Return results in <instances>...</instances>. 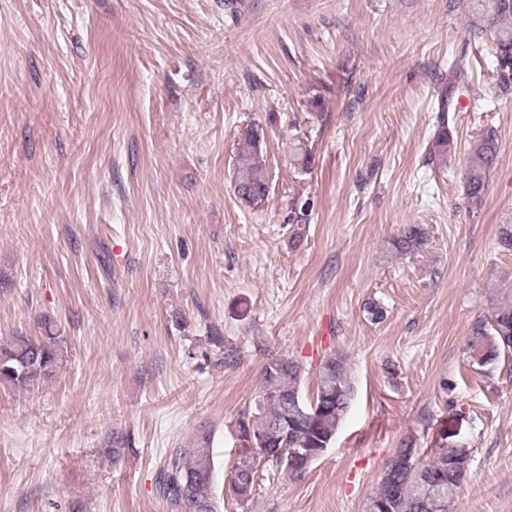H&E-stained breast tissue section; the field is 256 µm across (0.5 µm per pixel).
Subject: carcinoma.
I'll return each mask as SVG.
<instances>
[{"label":"carcinoma","instance_id":"1","mask_svg":"<svg viewBox=\"0 0 512 512\" xmlns=\"http://www.w3.org/2000/svg\"><path fill=\"white\" fill-rule=\"evenodd\" d=\"M471 34L475 39L490 35L493 49V98L512 94V0H467ZM469 67L462 53L448 66V82L433 101L438 112L437 131L429 149V159L447 161L454 150L449 113L456 110V93L468 85ZM311 119L322 123L327 117L326 99L312 97L308 103ZM264 128L254 125L247 134V148L238 155L235 193L245 203L257 205L268 194L270 175L264 158ZM290 165L300 175H308L315 165L309 148V129L292 127L288 139ZM497 135L488 129L468 148L464 187L469 209L482 206L488 187V174L497 158ZM315 211L309 197L297 196L288 202V223L308 224ZM428 232L420 224L407 225L395 240L403 253L422 250ZM43 334L32 338L15 336L0 346V385L28 389L52 377L67 356L66 340L54 320H41ZM472 357L481 367L500 359L512 361V300L500 302L490 314L478 318L469 343ZM224 355V365L236 360L224 348V337H208L202 356ZM303 365L296 359L272 356L262 367L261 386L253 405L242 412L234 428L241 443L240 458L232 465L228 484L230 497L240 506L248 503L255 490L259 471L265 465L296 481L309 467L295 453L330 448L336 431L346 416L354 386L343 357L334 353L322 357L316 373V393L309 400L301 389ZM214 432L201 427L191 438L170 449L157 481V490L169 512H218L213 490L216 461ZM471 454L465 448L437 445L432 459L420 461L413 441L401 443L388 461L379 489L370 498L367 512H454L466 483Z\"/></svg>","mask_w":512,"mask_h":512}]
</instances>
